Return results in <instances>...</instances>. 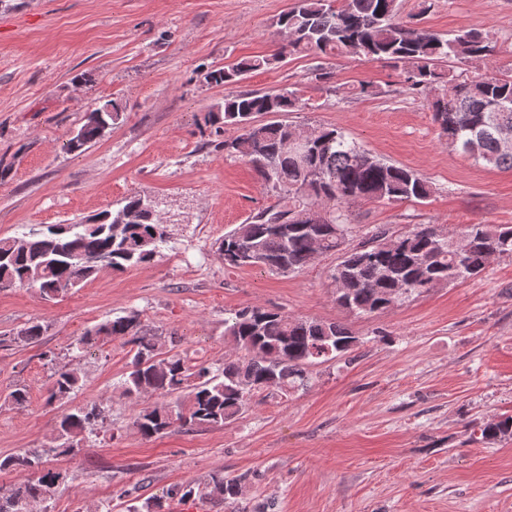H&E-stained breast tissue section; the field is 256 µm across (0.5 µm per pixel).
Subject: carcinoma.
Masks as SVG:
<instances>
[{
    "instance_id": "obj_1",
    "label": "carcinoma",
    "mask_w": 512,
    "mask_h": 512,
    "mask_svg": "<svg viewBox=\"0 0 512 512\" xmlns=\"http://www.w3.org/2000/svg\"><path fill=\"white\" fill-rule=\"evenodd\" d=\"M275 25L293 35L288 43L291 53L320 60L341 56L394 63L405 92L438 91L429 108L450 146L487 166L512 168V149L500 146L501 133L512 132V75L490 70L468 75L452 66L493 57L496 41L490 31L472 27L444 35L410 24L400 17V0H295ZM282 61L281 51L255 56L213 69L205 81L232 84ZM447 62L450 66L443 67ZM306 106L298 90L284 88L232 94L203 114L205 127L236 130L220 145L227 154L248 162L277 197L275 204L224 235L218 247L224 265L290 274L307 268L317 250L322 255L337 253L340 261L332 278L341 288L336 305L355 315H371L440 285L476 277L492 259L512 260L509 224H466L459 247L451 235L427 224L399 234L377 229L366 241L351 244L353 204L425 200L432 185L414 170L372 156L341 128L309 126L303 148L296 150L287 145L295 132L292 125L254 121L257 114ZM121 116L114 102L98 108L97 118L85 120L79 138L69 139L67 149L84 151ZM152 206L154 201L134 195L123 208L141 217L128 224L108 219L103 211L86 224H50L22 236L0 238V291L36 288L44 299L53 300L102 269L122 272L153 261L168 232L167 224L148 211ZM45 332L44 324L31 321L1 335L0 345L34 344ZM224 338L235 353L214 371L166 348L174 340L162 339L146 328L139 313L130 312L86 330L67 351L77 359L108 341L129 346L123 396L135 401L146 394L162 398L133 414L132 427L149 439L174 426L222 427L236 419L254 394L276 399L304 388L310 366L348 354L359 343L340 323L255 305L224 319ZM43 357L54 365L46 403L61 402L80 389L79 367L70 361L59 363L51 350ZM103 420L96 406L75 408L60 415L51 445L0 457V472L35 476L0 494V512H29L38 501L54 499L66 474L45 467V458L74 453ZM511 439L512 415H501L470 433L471 441L485 445ZM244 491L242 479L215 472L202 484L174 485L166 495L180 500L211 497L233 505Z\"/></svg>"
}]
</instances>
